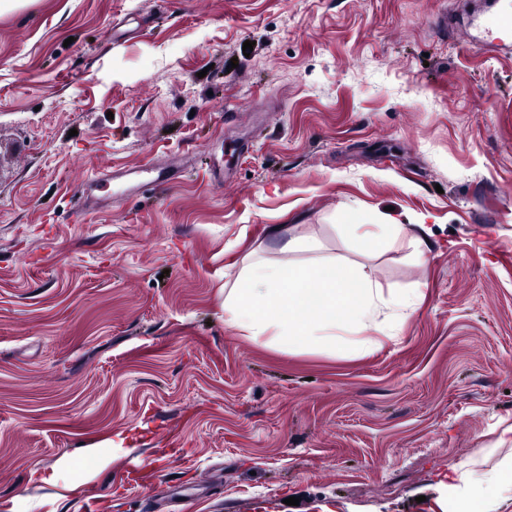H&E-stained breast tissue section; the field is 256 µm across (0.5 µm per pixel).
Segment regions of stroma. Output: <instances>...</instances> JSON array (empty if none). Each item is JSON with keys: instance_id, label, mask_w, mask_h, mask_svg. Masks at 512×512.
<instances>
[{"instance_id": "35a3bbf8", "label": "stroma", "mask_w": 512, "mask_h": 512, "mask_svg": "<svg viewBox=\"0 0 512 512\" xmlns=\"http://www.w3.org/2000/svg\"><path fill=\"white\" fill-rule=\"evenodd\" d=\"M473 16L465 0L0 15V512H442L449 466L497 464L512 56L461 46ZM354 218L398 219L401 245L358 249ZM273 224L416 293L415 313L362 353L240 336L224 280L251 250L274 258Z\"/></svg>"}]
</instances>
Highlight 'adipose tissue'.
<instances>
[{
    "instance_id": "ef3b65f1",
    "label": "adipose tissue",
    "mask_w": 512,
    "mask_h": 512,
    "mask_svg": "<svg viewBox=\"0 0 512 512\" xmlns=\"http://www.w3.org/2000/svg\"><path fill=\"white\" fill-rule=\"evenodd\" d=\"M267 233L279 253L303 256L304 265L295 275L286 263L255 253L243 259L224 288V321L244 336L288 352L332 350L344 331L356 327L365 332L357 347L367 350L373 332L394 335L415 310V296H385L368 275L316 255L313 242L289 234L283 225H271ZM441 487L453 512H496L503 494L512 493V454L487 473L450 466Z\"/></svg>"
}]
</instances>
